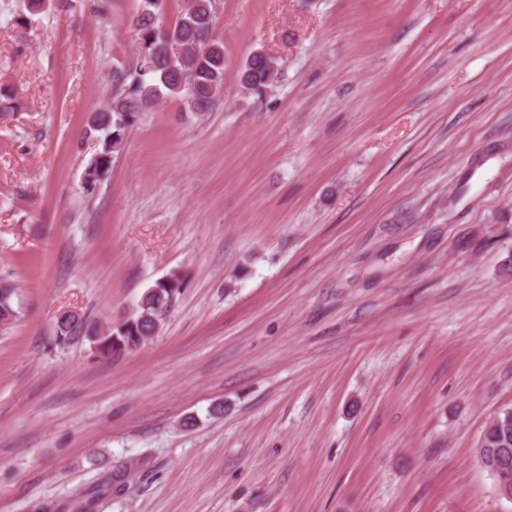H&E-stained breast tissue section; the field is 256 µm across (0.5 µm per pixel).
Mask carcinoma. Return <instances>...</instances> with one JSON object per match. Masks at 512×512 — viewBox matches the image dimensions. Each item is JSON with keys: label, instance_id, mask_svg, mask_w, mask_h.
I'll return each instance as SVG.
<instances>
[{"label": "carcinoma", "instance_id": "cac0c4a2", "mask_svg": "<svg viewBox=\"0 0 512 512\" xmlns=\"http://www.w3.org/2000/svg\"><path fill=\"white\" fill-rule=\"evenodd\" d=\"M163 0H143L134 19L140 35V47L134 61L112 72V93L106 107L93 115L89 131L99 133V151L87 164L83 183L93 191L112 169L114 155L123 150L131 127L165 97L182 101L184 109L196 117L210 112L218 103V91L224 85V45L214 35L216 0H189L178 20L169 26L156 20ZM279 61L262 50L254 51L241 72L243 88L261 95L278 80ZM184 282L173 273L148 289L133 313L124 320L102 327L87 323L74 313H63L58 321V336L65 339L73 330L82 329L90 342L106 355H121L144 345L156 336L162 320L181 294ZM17 287L0 279V324L17 318L14 307ZM499 410L485 426L479 447L484 457L502 449L512 455V416Z\"/></svg>", "mask_w": 512, "mask_h": 512}]
</instances>
